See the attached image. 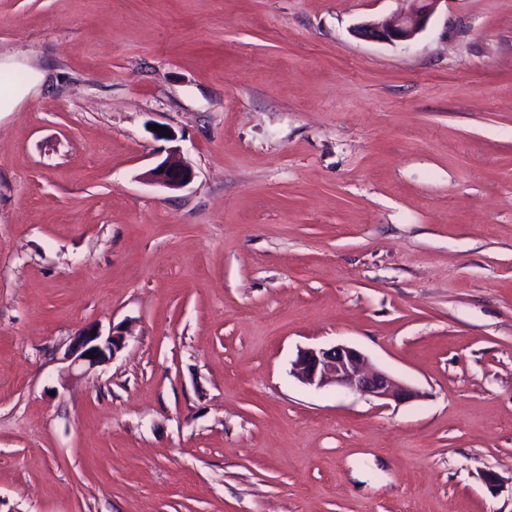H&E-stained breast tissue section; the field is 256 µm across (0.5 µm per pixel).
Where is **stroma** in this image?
Listing matches in <instances>:
<instances>
[{
  "label": "stroma",
  "mask_w": 512,
  "mask_h": 512,
  "mask_svg": "<svg viewBox=\"0 0 512 512\" xmlns=\"http://www.w3.org/2000/svg\"><path fill=\"white\" fill-rule=\"evenodd\" d=\"M403 7L0 0V512H512V0ZM407 7L378 21L363 24L358 36L367 41L397 43L412 40L436 12L442 0H403ZM146 178L167 189L178 190L192 181L193 170L176 150H172L162 162L148 171ZM122 326H112V331L103 336L99 331H86L76 338L74 344L65 353L64 360L70 362L69 368L93 370L113 358L125 344ZM87 352H93L94 358H84ZM290 372L303 385L359 393L383 401L385 406L390 401L400 403L419 396L390 373L371 366L363 352L344 344L298 350Z\"/></svg>",
  "instance_id": "1"
}]
</instances>
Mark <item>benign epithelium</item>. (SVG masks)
Masks as SVG:
<instances>
[{
	"instance_id": "obj_1",
	"label": "benign epithelium",
	"mask_w": 512,
	"mask_h": 512,
	"mask_svg": "<svg viewBox=\"0 0 512 512\" xmlns=\"http://www.w3.org/2000/svg\"><path fill=\"white\" fill-rule=\"evenodd\" d=\"M407 7L391 16L363 24L358 36L367 41L397 43L412 40L420 33L443 0H404ZM146 178L170 190H178L193 179L191 166L173 150L146 174ZM125 344L122 326L112 327L104 336L98 331H86L76 338L65 353L69 368L86 372L113 358ZM93 357H86L87 353ZM292 375L302 384L322 389L335 387L359 393L388 405L419 397V392L398 381L390 373L370 365L360 350L338 344L331 347H308L298 350L292 361Z\"/></svg>"
}]
</instances>
